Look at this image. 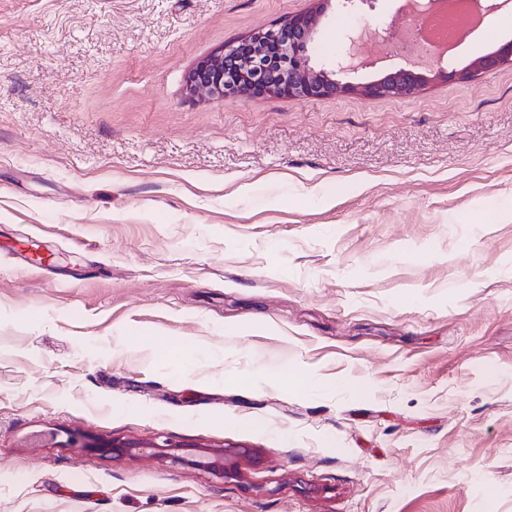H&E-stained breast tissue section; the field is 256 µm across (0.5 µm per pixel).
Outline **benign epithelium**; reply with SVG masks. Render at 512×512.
Segmentation results:
<instances>
[{
	"mask_svg": "<svg viewBox=\"0 0 512 512\" xmlns=\"http://www.w3.org/2000/svg\"><path fill=\"white\" fill-rule=\"evenodd\" d=\"M331 0H315V7L308 14L294 15L278 27L253 33L237 43L223 48L199 61L187 76V88L195 93L213 97H243L240 76L247 77L254 85L266 87V93L277 95L276 88L288 84V97L316 99L329 95H346L360 92L366 96L408 97L418 93L430 77L412 69L402 68L372 83L357 86L336 79V72L356 70L353 60L358 57L362 34L350 30L344 35V49L336 60L335 68H315L310 64L315 46L317 26ZM512 62V41L474 59L467 69L458 73V81L466 83L477 73L493 70ZM79 448L92 451H110L116 457L142 456L146 450L180 466L197 467L224 477L237 474L239 459L246 453L219 446L180 444L168 439L144 444L121 442L98 446L75 442Z\"/></svg>",
	"mask_w": 512,
	"mask_h": 512,
	"instance_id": "7a95c632",
	"label": "benign epithelium"
}]
</instances>
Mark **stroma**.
I'll use <instances>...</instances> for the list:
<instances>
[{
  "instance_id": "35a3bbf8",
  "label": "stroma",
  "mask_w": 512,
  "mask_h": 512,
  "mask_svg": "<svg viewBox=\"0 0 512 512\" xmlns=\"http://www.w3.org/2000/svg\"><path fill=\"white\" fill-rule=\"evenodd\" d=\"M403 2L332 0L313 64ZM312 7L0 0V512H512V64L450 77L512 12L412 97L190 95ZM75 448H87L92 451H110L115 457L142 456L147 449L150 456H158L170 459L173 464L188 467H197L211 471L224 477L235 476L238 472L239 459L246 456L245 451L233 447L219 446H195L180 444L168 439L159 442L144 444L141 442L113 443L112 446H98L86 442L75 441Z\"/></svg>"
}]
</instances>
